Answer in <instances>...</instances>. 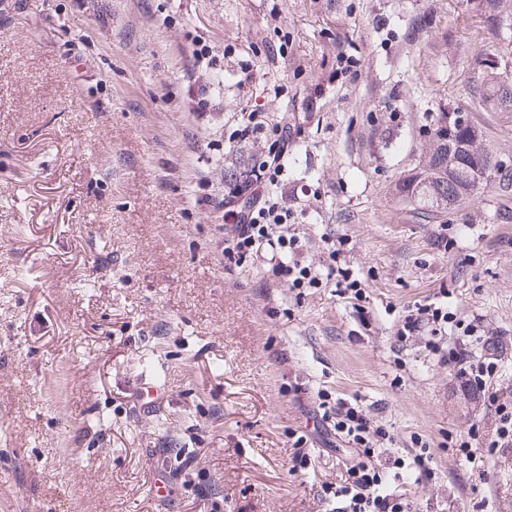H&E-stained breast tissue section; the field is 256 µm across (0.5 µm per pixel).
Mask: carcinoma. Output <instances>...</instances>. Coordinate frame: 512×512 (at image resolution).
<instances>
[{
  "label": "carcinoma",
  "instance_id": "1",
  "mask_svg": "<svg viewBox=\"0 0 512 512\" xmlns=\"http://www.w3.org/2000/svg\"><path fill=\"white\" fill-rule=\"evenodd\" d=\"M480 5L490 16L512 22V0H480ZM499 49L496 43L475 56L468 85L470 101L489 119L461 128L450 124L444 134L443 123L454 108H440L424 162L398 184V197L419 223L446 224L448 203L460 207L488 190L497 199L490 219L495 224L512 223V170L491 172L486 179L477 180V172L503 150V142L512 139V91L504 89L495 72L481 67V61Z\"/></svg>",
  "mask_w": 512,
  "mask_h": 512
}]
</instances>
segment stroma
I'll return each mask as SVG.
<instances>
[{"mask_svg": "<svg viewBox=\"0 0 512 512\" xmlns=\"http://www.w3.org/2000/svg\"><path fill=\"white\" fill-rule=\"evenodd\" d=\"M478 27L464 0H0V512H335L350 446L321 394L427 454L432 480L383 477L415 512H512V224L488 193L450 224L396 194L439 106L470 104ZM252 112L290 128L318 287L224 259ZM429 304L442 357L399 335ZM460 349L493 361L484 393ZM418 312L420 317L415 319L410 316V318L405 321L402 331H400L401 336H407V332L411 333L412 331H415L418 325L421 322H425V320H427L428 323L439 325L440 322L448 324V320L451 319V316L448 315V311L443 312L442 308L435 306L432 309L431 305H428L425 308H419ZM496 439L491 442L495 448L512 446V400H503L497 407Z\"/></svg>", "mask_w": 512, "mask_h": 512, "instance_id": "stroma-1", "label": "stroma"}]
</instances>
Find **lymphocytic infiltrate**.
Segmentation results:
<instances>
[{
	"instance_id": "f902f5d3",
	"label": "lymphocytic infiltrate",
	"mask_w": 512,
	"mask_h": 512,
	"mask_svg": "<svg viewBox=\"0 0 512 512\" xmlns=\"http://www.w3.org/2000/svg\"><path fill=\"white\" fill-rule=\"evenodd\" d=\"M268 132L274 135L273 153L260 165L253 191L242 204L224 212V223L234 242L233 247L225 249L224 258L238 263L267 247L278 256L276 272L287 276L292 287H315L320 281L319 274L295 258L297 240L288 223L290 213L280 205L284 196L281 176L288 154L289 131L284 126H269L264 113L254 112L240 135L242 140L255 141ZM322 417L332 421L334 430L356 446L355 458L346 468L347 479L334 492L338 512H412L408 498L397 491L380 488L382 478L375 462L381 451L371 444L372 419L366 411L341 404L324 410Z\"/></svg>"
}]
</instances>
